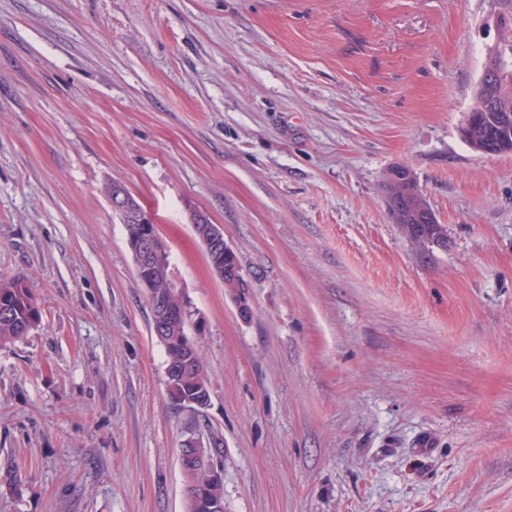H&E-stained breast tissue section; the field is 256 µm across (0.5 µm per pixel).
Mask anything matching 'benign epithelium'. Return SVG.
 <instances>
[{
	"mask_svg": "<svg viewBox=\"0 0 512 512\" xmlns=\"http://www.w3.org/2000/svg\"><path fill=\"white\" fill-rule=\"evenodd\" d=\"M485 87L484 82L478 86L476 102L480 107L469 113L465 124L467 131L483 121L481 104L484 102ZM384 181L403 188L401 192L391 193L387 199L388 211L393 222L399 224L408 221V211L405 209L407 196L404 188L413 185L412 172L407 169H389L384 175ZM106 194L112 209L121 221H126V217L133 212L138 213V230L128 237V246L134 259L137 278L146 291L152 309L159 310V314L153 320V335L164 336L173 319L182 318L190 321L185 311L186 302L176 288L173 273L167 264L168 245L160 236L151 215L142 206L135 205L123 183H109L106 186ZM191 224L196 236L204 245L209 264L217 278L221 281L226 276L238 279V267H224V258L233 254L232 248L224 241V229L211 223L208 216L200 211L191 214Z\"/></svg>",
	"mask_w": 512,
	"mask_h": 512,
	"instance_id": "7a95c632",
	"label": "benign epithelium"
}]
</instances>
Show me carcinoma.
Instances as JSON below:
<instances>
[{"instance_id": "cac0c4a2", "label": "carcinoma", "mask_w": 512, "mask_h": 512, "mask_svg": "<svg viewBox=\"0 0 512 512\" xmlns=\"http://www.w3.org/2000/svg\"><path fill=\"white\" fill-rule=\"evenodd\" d=\"M492 111L512 114V85L502 86L492 82L487 86ZM485 140V146L498 145L497 127L491 120L474 131L468 145L473 150L480 149L477 137ZM401 230L410 242L417 247H425L440 239L444 231L441 224L410 223L401 225ZM41 320V310L27 283L21 279L0 282V344L18 340L25 336ZM186 324L179 320L169 327L168 336L161 345L168 354L167 366L178 367L181 374L167 379L168 393L171 399L196 400L209 395V385L196 344L185 336ZM194 451L189 448L179 450L181 469L186 478L185 495L188 512H211V504L224 500L223 483L212 480L208 469L193 458Z\"/></svg>"}]
</instances>
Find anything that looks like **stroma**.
<instances>
[{
    "instance_id": "stroma-1",
    "label": "stroma",
    "mask_w": 512,
    "mask_h": 512,
    "mask_svg": "<svg viewBox=\"0 0 512 512\" xmlns=\"http://www.w3.org/2000/svg\"><path fill=\"white\" fill-rule=\"evenodd\" d=\"M512 0H0V512H512V155L462 128ZM409 167L444 224L388 215ZM153 217L200 332L175 405L124 224ZM221 225L241 318L190 223ZM384 181L399 185L401 186L399 189H403L401 192L396 191L391 193L393 191V187L385 183L387 195L391 193L387 199L389 214L395 224H402L400 225L401 230L408 237L410 242L417 247H425L433 244L434 242L437 243L440 239L441 232H445V229L443 228V224H439L436 216L429 211L428 208H420L418 210V213L423 214L424 216L421 217L420 220L427 224H419V221H417L416 224H414L413 221H411L410 224L401 223L408 221V211L404 207L405 202L407 201L405 188L407 184L412 186L414 181V176L409 168L408 170H387L384 175ZM40 320L41 310L23 279L0 282V344L22 338ZM199 451V458L202 459V447L194 438L185 441L183 448L179 450V461L181 469L186 478L185 495L188 503V512H211V504L216 500L224 503V488L222 481L214 482L211 476L221 479V474L214 463L208 460V469L199 463L197 459L192 458L194 451ZM211 474V475H210ZM218 503L214 506L213 512H223L224 504Z\"/></svg>"
}]
</instances>
